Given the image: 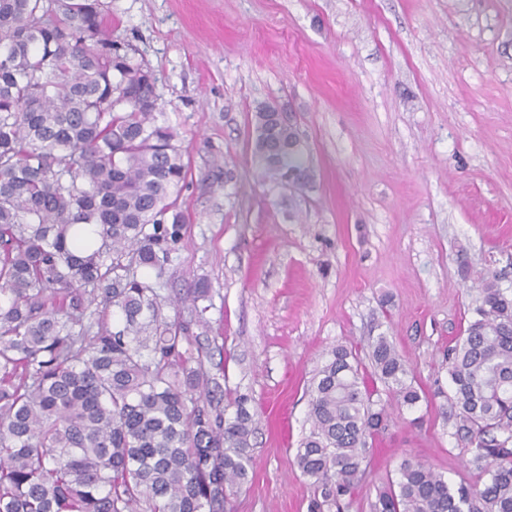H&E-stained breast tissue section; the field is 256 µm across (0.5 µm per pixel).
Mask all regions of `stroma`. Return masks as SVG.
<instances>
[{
    "label": "stroma",
    "instance_id": "stroma-1",
    "mask_svg": "<svg viewBox=\"0 0 512 512\" xmlns=\"http://www.w3.org/2000/svg\"><path fill=\"white\" fill-rule=\"evenodd\" d=\"M101 2L112 40L156 74L189 168L164 294L210 293L203 323L189 304L163 313L256 415L226 512H309L307 389L331 347L363 356L381 334L428 400L378 437L348 512H370L407 456L475 483L445 357L480 277L512 286V0ZM264 102L293 117L305 186L272 187L253 161Z\"/></svg>",
    "mask_w": 512,
    "mask_h": 512
}]
</instances>
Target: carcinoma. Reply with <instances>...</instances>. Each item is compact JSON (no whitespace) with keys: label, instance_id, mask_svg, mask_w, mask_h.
Returning <instances> with one entry per match:
<instances>
[{"label":"carcinoma","instance_id":"cac0c4a2","mask_svg":"<svg viewBox=\"0 0 512 512\" xmlns=\"http://www.w3.org/2000/svg\"><path fill=\"white\" fill-rule=\"evenodd\" d=\"M0 43V512H224L255 419L246 394L222 406L190 324L162 313L188 166L156 78L112 42L100 0H0ZM277 111L255 112L253 161L300 183L297 133ZM368 348L372 372L338 344L308 391L295 462L310 512H346L390 408L426 400L388 337ZM448 376L480 480L454 485L406 457L371 512H512V290L496 274Z\"/></svg>","mask_w":512,"mask_h":512}]
</instances>
